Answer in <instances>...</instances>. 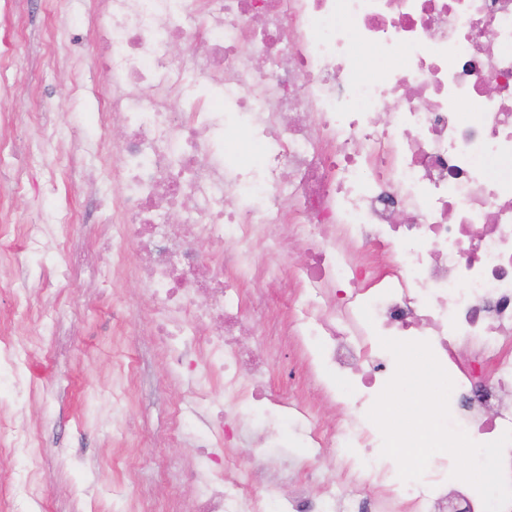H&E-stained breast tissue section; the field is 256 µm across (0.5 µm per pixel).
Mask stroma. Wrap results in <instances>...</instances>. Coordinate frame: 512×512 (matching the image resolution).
<instances>
[{
  "mask_svg": "<svg viewBox=\"0 0 512 512\" xmlns=\"http://www.w3.org/2000/svg\"><path fill=\"white\" fill-rule=\"evenodd\" d=\"M89 0H62L49 12L44 0H0V42L24 37V51L0 54V142L12 146L14 157L0 166V225L19 228L40 224L53 212L76 207L84 224L75 242L89 254L99 251V236L112 222V207L101 202L112 176L101 163L98 112L109 86L95 66V44L89 30ZM40 96L50 102L32 115L27 104ZM60 137L76 159L79 174L70 181L52 179L50 171L29 162L26 151ZM23 188L11 192L14 180ZM95 269L74 272L66 253L52 244L29 252L22 264L0 255V323L15 322L13 297L27 295L33 311L50 309L42 344L63 346L67 356L44 364L37 385L41 394L29 398L12 382L0 381V408L15 428H34L41 441L52 512H125L123 496L113 493V458L125 455L112 433L113 419L134 429H164L173 407L185 404L188 375H179L156 351L142 311L131 312L124 330L110 315L99 312L76 320L63 309L101 295ZM135 345L139 377L127 385L113 366L116 355ZM128 390L129 402L113 407L112 395ZM223 416L235 427L234 445L245 462L261 471L262 482L289 492L302 470L325 478L341 470L335 449L321 452L302 447L295 427L282 419L272 425L279 445L265 447L250 424L259 405L221 400Z\"/></svg>",
  "mask_w": 512,
  "mask_h": 512,
  "instance_id": "35a3bbf8",
  "label": "stroma"
}]
</instances>
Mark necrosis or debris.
<instances>
[{"mask_svg": "<svg viewBox=\"0 0 512 512\" xmlns=\"http://www.w3.org/2000/svg\"><path fill=\"white\" fill-rule=\"evenodd\" d=\"M94 2L96 63L112 89L103 125L123 128L112 255L98 272L113 283L125 245L139 251L142 299L193 397L219 380L225 396L289 418L310 447L369 448L377 428L359 411L395 371L381 338L425 340L454 382L453 424L489 442L512 429V0ZM178 41L190 57L172 56ZM366 49L392 68L364 74ZM191 68L223 87L228 111L171 109L190 93ZM241 125L259 153L226 162L215 143ZM179 210L186 223L170 220ZM82 230L64 209L23 238L66 250ZM292 239L301 259L288 256ZM227 241L234 249L202 262V248ZM258 281L289 282L283 306L259 294L251 308L265 335L300 346L297 366L324 394L351 402L350 417L324 422L301 388H266L265 355L236 341L242 290ZM31 360L0 327V376L34 381ZM230 438L214 421L198 464L161 499L135 484L141 460L129 456L130 512L483 506L467 483L445 488L437 455L419 482L368 456L320 495L307 477L286 494L258 486L255 469L221 468Z\"/></svg>", "mask_w": 512, "mask_h": 512, "instance_id": "obj_1", "label": "necrosis or debris"}]
</instances>
